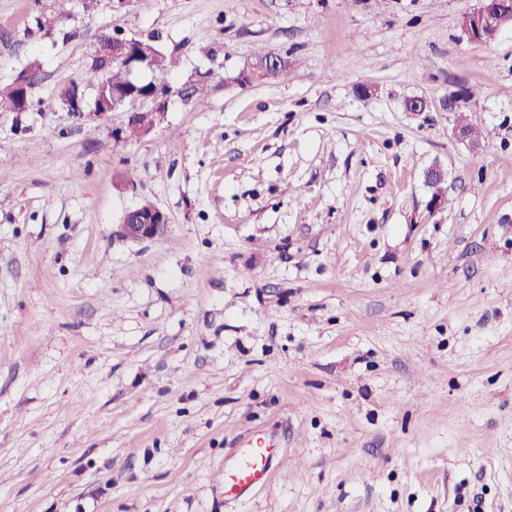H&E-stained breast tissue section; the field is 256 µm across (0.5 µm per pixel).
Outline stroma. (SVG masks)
<instances>
[{"label":"stroma","instance_id":"obj_1","mask_svg":"<svg viewBox=\"0 0 512 512\" xmlns=\"http://www.w3.org/2000/svg\"><path fill=\"white\" fill-rule=\"evenodd\" d=\"M476 5L0 0V84L41 65L0 113V512H512V28ZM105 30L180 58L134 142L57 99ZM258 46L286 81L236 83ZM145 200L168 233L124 240ZM255 433L278 473L229 499ZM477 7L463 15L461 28L469 40L482 42L512 28L511 0H477ZM40 70V64L37 60L33 59L28 63V65L17 75V77L9 84L2 85L0 84V112H27L22 108V104L19 102L17 98V88L16 83L20 80H23L27 83L29 87V96H28V108L30 104V89L34 84L35 77Z\"/></svg>","mask_w":512,"mask_h":512}]
</instances>
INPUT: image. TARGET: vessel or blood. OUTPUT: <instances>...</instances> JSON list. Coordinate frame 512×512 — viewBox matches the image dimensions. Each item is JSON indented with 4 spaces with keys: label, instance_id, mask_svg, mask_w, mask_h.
<instances>
[{
    "label": "vessel or blood",
    "instance_id": "b4317fda",
    "mask_svg": "<svg viewBox=\"0 0 512 512\" xmlns=\"http://www.w3.org/2000/svg\"><path fill=\"white\" fill-rule=\"evenodd\" d=\"M278 455L277 448L246 442L224 480L225 495L245 497L265 487L271 480Z\"/></svg>",
    "mask_w": 512,
    "mask_h": 512
}]
</instances>
